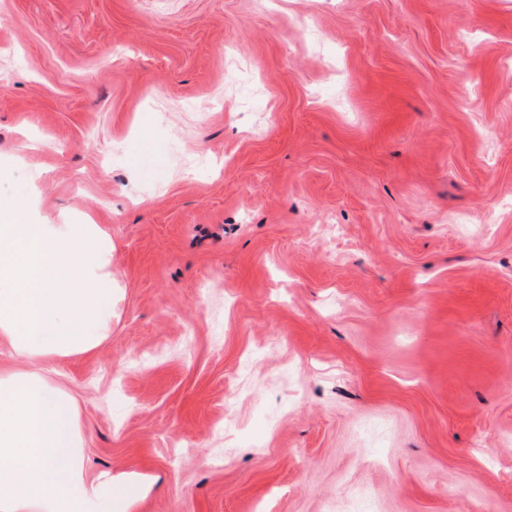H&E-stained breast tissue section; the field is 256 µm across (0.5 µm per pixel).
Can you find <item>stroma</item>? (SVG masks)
Wrapping results in <instances>:
<instances>
[{"mask_svg":"<svg viewBox=\"0 0 512 512\" xmlns=\"http://www.w3.org/2000/svg\"><path fill=\"white\" fill-rule=\"evenodd\" d=\"M20 199L112 235L134 512H512V0H0Z\"/></svg>","mask_w":512,"mask_h":512,"instance_id":"stroma-1","label":"stroma"}]
</instances>
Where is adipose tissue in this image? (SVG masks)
<instances>
[{
  "label": "adipose tissue",
  "mask_w": 512,
  "mask_h": 512,
  "mask_svg": "<svg viewBox=\"0 0 512 512\" xmlns=\"http://www.w3.org/2000/svg\"><path fill=\"white\" fill-rule=\"evenodd\" d=\"M14 203L0 224V512H131L138 489L86 473L78 399L57 365L112 331V237L98 224H34Z\"/></svg>",
  "instance_id": "adipose-tissue-1"
}]
</instances>
